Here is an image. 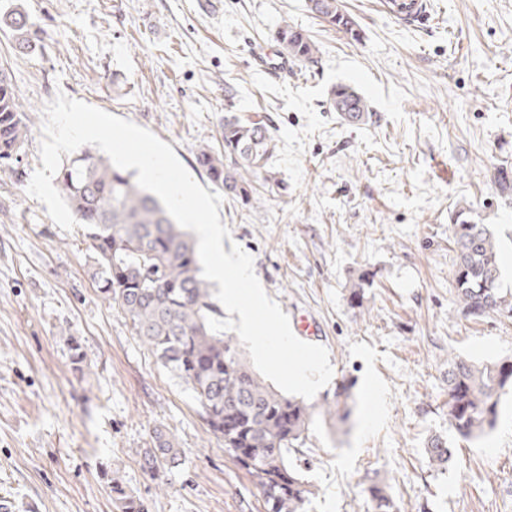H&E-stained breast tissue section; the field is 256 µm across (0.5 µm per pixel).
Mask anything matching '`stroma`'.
<instances>
[{"instance_id": "obj_1", "label": "stroma", "mask_w": 512, "mask_h": 512, "mask_svg": "<svg viewBox=\"0 0 512 512\" xmlns=\"http://www.w3.org/2000/svg\"><path fill=\"white\" fill-rule=\"evenodd\" d=\"M222 3L211 14L200 0H0L44 31L24 53L0 31V67L32 110L19 169L41 167L43 112L59 93L150 130L206 188L196 155L221 148L226 108L265 115L275 179L261 202L228 196L219 213L268 296L314 322L330 356L298 453L315 490L306 512H367L374 480L402 512H512V392L494 429L457 446L449 467L426 454L448 434L449 356L512 358V317L461 311L452 242L454 211L471 207L512 291V181L499 179L512 173V0H432L415 28L373 0H342L356 40L306 0ZM286 24L320 46L317 62L285 61L275 35ZM283 61L287 74H270ZM341 84L365 97L369 122L339 118ZM26 187L0 172V505L115 512L108 471L145 512H263L193 393L102 299L79 230L60 229ZM362 275L359 311L348 297ZM345 381L349 416L337 424L322 411ZM157 427L181 461L154 480L139 460Z\"/></svg>"}]
</instances>
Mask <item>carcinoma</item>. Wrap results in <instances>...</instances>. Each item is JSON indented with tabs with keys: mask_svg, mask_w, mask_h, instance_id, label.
I'll list each match as a JSON object with an SVG mask.
<instances>
[{
	"mask_svg": "<svg viewBox=\"0 0 512 512\" xmlns=\"http://www.w3.org/2000/svg\"><path fill=\"white\" fill-rule=\"evenodd\" d=\"M309 11L336 31L358 38L356 22L341 0H307ZM14 44L30 51L39 46L29 15L12 8L0 15ZM277 41L288 56L315 63L318 44L302 30L285 25ZM341 115L371 118L365 99L339 85L331 93ZM13 82L0 81V170L18 180L14 167L28 130ZM222 150L204 149L197 165L227 194L259 199L258 179H275L269 162L276 149L267 123L224 116ZM57 184L89 243L88 273L102 298L122 312L138 339L190 389L208 430L224 441L235 465L254 483L264 512H305L313 486L290 460L305 441L312 408L276 390L249 365L233 337L213 332L206 318L222 316L210 284L202 276L196 244L178 226L154 194L137 186L135 174L89 148L73 153L61 166ZM456 246L457 301L465 314L512 315V293L499 288L500 267L493 232L475 222L471 211L453 217ZM512 389V361L474 362L461 355L448 359V398L444 403L452 440L436 437L426 454L429 464L444 468L454 443L480 438L496 424L502 394ZM181 451L169 434L154 429L153 447L145 449L140 468L152 479L179 463ZM116 512H143L142 504L114 474L104 473ZM372 512H400L389 487L373 482L365 488Z\"/></svg>",
	"mask_w": 512,
	"mask_h": 512,
	"instance_id": "carcinoma-1",
	"label": "carcinoma"
}]
</instances>
